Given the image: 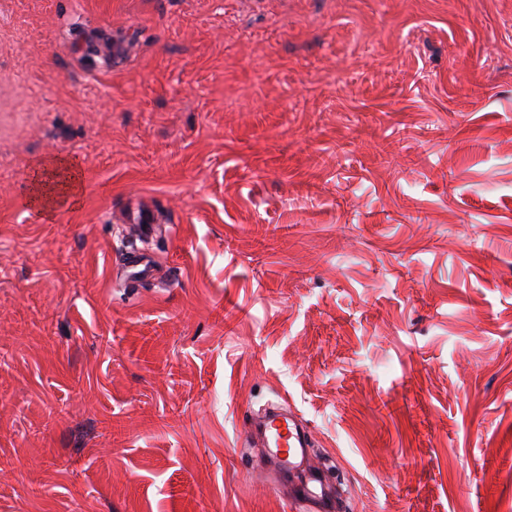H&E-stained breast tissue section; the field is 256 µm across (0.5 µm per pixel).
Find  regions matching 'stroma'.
<instances>
[{
    "label": "stroma",
    "mask_w": 512,
    "mask_h": 512,
    "mask_svg": "<svg viewBox=\"0 0 512 512\" xmlns=\"http://www.w3.org/2000/svg\"><path fill=\"white\" fill-rule=\"evenodd\" d=\"M0 181V512H290L287 402L348 512H512V0H43ZM125 45L106 65L102 34ZM56 157L83 175L35 208ZM150 195L169 281L114 255ZM82 178L65 159H54L36 175L34 204L47 213L60 201L76 203L81 193ZM119 268L122 270L125 283L130 288H137L143 282L155 279L158 273L150 260L136 250L121 253Z\"/></svg>",
    "instance_id": "obj_1"
}]
</instances>
